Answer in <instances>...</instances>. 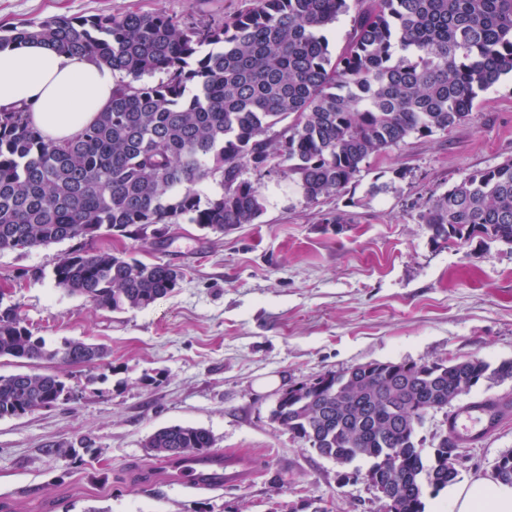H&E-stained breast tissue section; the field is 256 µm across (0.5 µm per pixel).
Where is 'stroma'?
I'll list each match as a JSON object with an SVG mask.
<instances>
[{
    "mask_svg": "<svg viewBox=\"0 0 512 512\" xmlns=\"http://www.w3.org/2000/svg\"><path fill=\"white\" fill-rule=\"evenodd\" d=\"M254 0H0V24L56 14L148 11L223 19ZM512 158V75L483 92L468 119L412 135L371 158L348 192L307 202L280 171L258 182L255 224L216 233L171 224L160 240L100 237L98 246L181 268L179 288L141 311L94 308L57 288L53 269L78 241L0 251V301L17 305L34 335L60 345L104 344L99 369L49 365L71 391L52 407L0 418V512H381L359 458L356 481L271 418L282 391L370 362L512 360V245L475 237L435 244L419 219L430 198L468 174ZM386 191L371 194L375 181ZM343 211L352 223L335 227ZM42 269V279L26 272ZM271 389H258L264 379ZM173 424L209 430L214 448L251 463L243 483L183 487L176 463L145 448ZM91 435L94 454L48 448ZM512 450V415L463 448L462 481L492 474Z\"/></svg>",
    "mask_w": 512,
    "mask_h": 512,
    "instance_id": "stroma-1",
    "label": "stroma"
}]
</instances>
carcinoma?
I'll use <instances>...</instances> for the list:
<instances>
[{
    "instance_id": "carcinoma-1",
    "label": "carcinoma",
    "mask_w": 512,
    "mask_h": 512,
    "mask_svg": "<svg viewBox=\"0 0 512 512\" xmlns=\"http://www.w3.org/2000/svg\"><path fill=\"white\" fill-rule=\"evenodd\" d=\"M359 5L351 12L352 4ZM352 29L333 55L327 32ZM36 38L64 54L94 57L128 77L76 136L53 140L24 107L0 110V251L85 241L53 270L55 285L111 311L142 310L183 280L181 268L86 246L103 235L146 238L182 219L222 232L264 212L245 170L281 171L309 203L341 195L367 160L413 134L465 122L478 99L512 74V0H255L232 19L181 14L56 15L0 29V47ZM165 74L158 83L144 77ZM223 192L200 206L202 186ZM436 242L476 234L512 245V159L476 170L419 215ZM99 368L102 344L67 339L50 349L14 306L0 307V358ZM370 363L324 373L279 396L272 420L343 468L371 461L366 476L391 485L387 512H424L426 490L460 479L449 436L425 461L416 442L424 413L484 382L512 380V360ZM56 374L0 376V418L20 417L69 395ZM205 428L171 425L146 447L169 461L208 454ZM512 484V451L494 464Z\"/></svg>"
}]
</instances>
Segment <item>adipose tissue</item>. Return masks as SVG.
Here are the masks:
<instances>
[{"instance_id": "obj_1", "label": "adipose tissue", "mask_w": 512, "mask_h": 512, "mask_svg": "<svg viewBox=\"0 0 512 512\" xmlns=\"http://www.w3.org/2000/svg\"><path fill=\"white\" fill-rule=\"evenodd\" d=\"M116 84L110 66L39 40L0 48V108L29 107L35 124L55 140L92 122ZM448 512H512V485L484 477L449 487Z\"/></svg>"}]
</instances>
